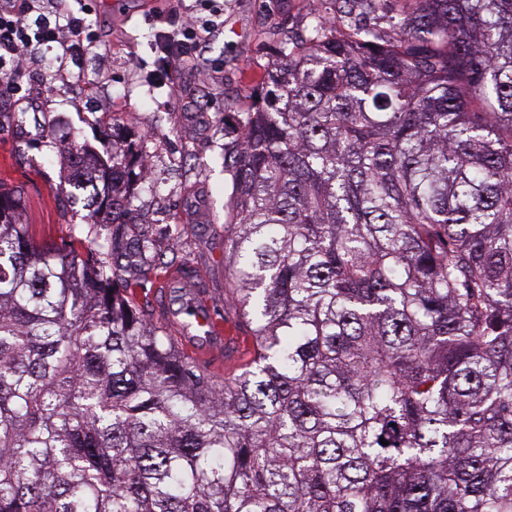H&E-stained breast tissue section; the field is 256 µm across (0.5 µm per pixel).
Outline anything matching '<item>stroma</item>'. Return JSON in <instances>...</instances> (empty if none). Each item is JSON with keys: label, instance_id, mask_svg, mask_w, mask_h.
Here are the masks:
<instances>
[{"label": "stroma", "instance_id": "35a3bbf8", "mask_svg": "<svg viewBox=\"0 0 512 512\" xmlns=\"http://www.w3.org/2000/svg\"><path fill=\"white\" fill-rule=\"evenodd\" d=\"M314 0H224V20L192 60L167 68L158 35L208 13L199 0H92L97 45L69 82L58 81L62 51L42 47L37 72L53 90L0 99V187L23 190L24 220L38 242H69L85 211L57 145L101 147L116 130L153 176L138 180L130 235L152 236L171 266L194 265L208 280L218 314L224 302L225 131L257 104L282 42L304 37Z\"/></svg>", "mask_w": 512, "mask_h": 512}]
</instances>
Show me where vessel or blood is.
<instances>
[{
	"label": "vessel or blood",
	"instance_id": "vessel-or-blood-1",
	"mask_svg": "<svg viewBox=\"0 0 512 512\" xmlns=\"http://www.w3.org/2000/svg\"><path fill=\"white\" fill-rule=\"evenodd\" d=\"M208 288V282L194 266L170 269L158 285L156 315L196 357L207 359L215 352L228 350L233 360H240L236 337L212 316Z\"/></svg>",
	"mask_w": 512,
	"mask_h": 512
}]
</instances>
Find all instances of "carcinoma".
<instances>
[{"label":"carcinoma","mask_w":512,"mask_h":512,"mask_svg":"<svg viewBox=\"0 0 512 512\" xmlns=\"http://www.w3.org/2000/svg\"><path fill=\"white\" fill-rule=\"evenodd\" d=\"M407 2L241 113L222 385L135 303L133 151L69 149L64 250L0 191V512H512V0ZM406 10V2L403 0H391L387 2L384 9L372 13L373 22L378 31L383 36L389 32L391 25L397 21L401 14Z\"/></svg>","instance_id":"obj_1"}]
</instances>
